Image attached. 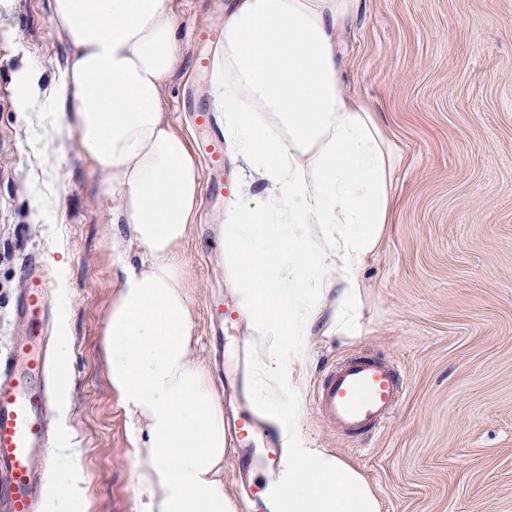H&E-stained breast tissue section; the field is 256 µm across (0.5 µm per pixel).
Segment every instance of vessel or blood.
Masks as SVG:
<instances>
[{
    "label": "vessel or blood",
    "mask_w": 512,
    "mask_h": 512,
    "mask_svg": "<svg viewBox=\"0 0 512 512\" xmlns=\"http://www.w3.org/2000/svg\"><path fill=\"white\" fill-rule=\"evenodd\" d=\"M198 126L209 129L198 149L214 174L224 168V146L211 113L200 111ZM48 279L37 264L26 268L16 300L24 334L12 355L0 361V512H41L43 475L51 463L50 409L58 370L49 352ZM403 397V378L390 360L370 356L346 360L327 372L316 395L322 422L344 437L385 426ZM237 448L236 470L242 487V512H269L265 480L281 459L279 438L250 410L247 395L226 419Z\"/></svg>",
    "instance_id": "b4317fda"
}]
</instances>
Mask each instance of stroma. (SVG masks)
I'll return each mask as SVG.
<instances>
[{
	"label": "stroma",
	"instance_id": "1",
	"mask_svg": "<svg viewBox=\"0 0 512 512\" xmlns=\"http://www.w3.org/2000/svg\"><path fill=\"white\" fill-rule=\"evenodd\" d=\"M228 0H180L183 66L168 87L175 131L195 143L197 104L210 103L198 55L224 27ZM51 0H0V354L19 334L24 266L51 273L53 334L67 337L69 384L53 414L56 452L80 453L76 512H133L124 416L108 382L101 331L118 275L112 194L74 132L50 131L41 105L19 114L13 73L33 61L51 88L69 46ZM345 89L378 112L400 161L394 222L361 272L356 340L311 336L302 426L316 447L351 463L381 512H512V0H365L343 36ZM226 198L202 193L179 249L197 317L195 346L211 362L224 339L227 402L239 388V319L216 326L212 300L235 305L220 262ZM354 355L395 362L405 393L386 426L347 439L312 411L331 366Z\"/></svg>",
	"mask_w": 512,
	"mask_h": 512
}]
</instances>
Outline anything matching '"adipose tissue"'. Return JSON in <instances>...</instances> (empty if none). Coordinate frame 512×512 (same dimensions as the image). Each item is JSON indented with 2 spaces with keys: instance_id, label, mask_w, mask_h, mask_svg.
<instances>
[{
  "instance_id": "1",
  "label": "adipose tissue",
  "mask_w": 512,
  "mask_h": 512,
  "mask_svg": "<svg viewBox=\"0 0 512 512\" xmlns=\"http://www.w3.org/2000/svg\"><path fill=\"white\" fill-rule=\"evenodd\" d=\"M361 0H233L211 96L224 141L264 202L224 209L235 313L257 356L251 397L283 442L268 479L282 512H380L352 465L313 447L301 423L313 332L361 335V271L392 223L398 161L371 106L348 95L341 37ZM70 45L55 118L106 175L123 225L121 278L102 355L125 414L134 512H236L224 489V410L193 343L179 247L201 194L200 166L172 127L180 71L177 0H53Z\"/></svg>"
}]
</instances>
